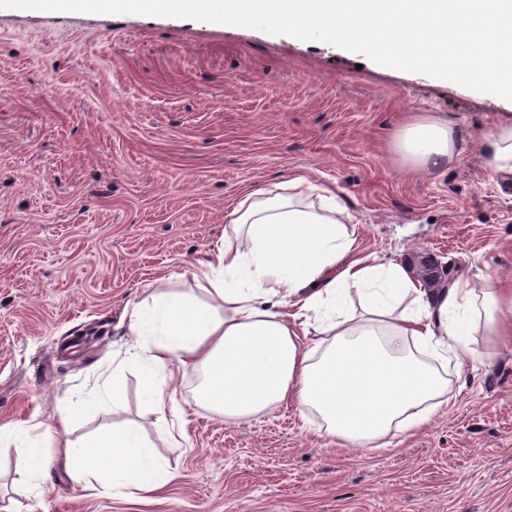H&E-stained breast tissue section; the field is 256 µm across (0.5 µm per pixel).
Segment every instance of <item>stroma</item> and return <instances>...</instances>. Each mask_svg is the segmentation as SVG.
<instances>
[{
	"label": "stroma",
	"instance_id": "obj_1",
	"mask_svg": "<svg viewBox=\"0 0 512 512\" xmlns=\"http://www.w3.org/2000/svg\"><path fill=\"white\" fill-rule=\"evenodd\" d=\"M50 91H42L45 76ZM461 133L438 169L397 131ZM512 102L322 42L138 14L0 10V426L74 412V437L137 425L175 478L160 503L82 488L0 442V512H512V347L449 371L442 415L391 448L341 447L292 404L236 424L175 376L180 448L127 359L125 306L183 288L255 186L303 176L357 224V249L430 253L512 280V174L487 163ZM458 141L456 129L428 116H418L396 137V145L405 160L416 167L438 168L448 163Z\"/></svg>",
	"mask_w": 512,
	"mask_h": 512
}]
</instances>
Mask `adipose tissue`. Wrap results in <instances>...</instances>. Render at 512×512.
<instances>
[{
	"label": "adipose tissue",
	"mask_w": 512,
	"mask_h": 512,
	"mask_svg": "<svg viewBox=\"0 0 512 512\" xmlns=\"http://www.w3.org/2000/svg\"><path fill=\"white\" fill-rule=\"evenodd\" d=\"M457 141L428 116L396 137L405 160L425 168L444 166ZM316 190L303 176L253 188L190 287L149 284L126 309L129 352L170 447L185 435L177 370L198 374L201 402L225 421L292 402L327 436L373 449L448 407V369L474 356L476 335L512 343L511 282L426 287L405 263L358 253L345 208L313 201ZM72 422L63 411L51 424L0 427V438L38 443L79 485L128 488L122 459L144 446L137 426L77 440Z\"/></svg>",
	"instance_id": "ef3b65f1"
}]
</instances>
